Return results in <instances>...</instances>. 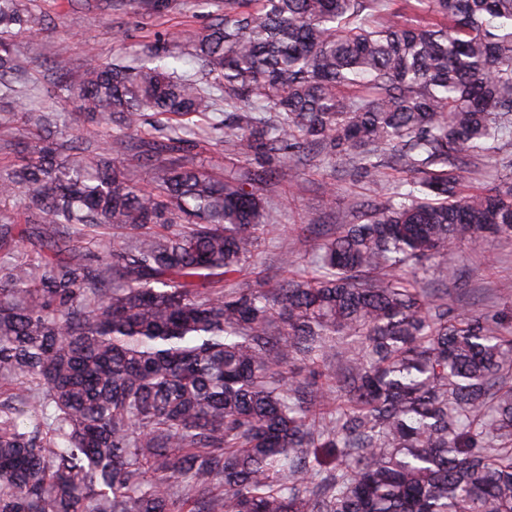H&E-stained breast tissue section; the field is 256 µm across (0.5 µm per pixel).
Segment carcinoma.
Returning <instances> with one entry per match:
<instances>
[{
    "mask_svg": "<svg viewBox=\"0 0 512 512\" xmlns=\"http://www.w3.org/2000/svg\"><path fill=\"white\" fill-rule=\"evenodd\" d=\"M49 24L0 0L1 101L15 38ZM187 56L209 83L162 41L65 86L117 123L118 154L165 118L154 183L49 135L0 181L35 217L0 224L35 252L0 264V380L23 405L0 402V512H512V334L409 276L444 283L455 240L512 236V176H463L475 156L512 170V0H224ZM52 70L69 75L62 42ZM221 99L238 154L355 177L386 156L405 178L354 200L311 276L244 286L275 221L265 176L163 157Z\"/></svg>",
    "mask_w": 512,
    "mask_h": 512,
    "instance_id": "obj_1",
    "label": "carcinoma"
}]
</instances>
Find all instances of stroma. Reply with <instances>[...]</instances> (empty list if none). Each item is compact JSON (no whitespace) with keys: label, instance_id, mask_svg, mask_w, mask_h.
<instances>
[{"label":"stroma","instance_id":"stroma-1","mask_svg":"<svg viewBox=\"0 0 512 512\" xmlns=\"http://www.w3.org/2000/svg\"><path fill=\"white\" fill-rule=\"evenodd\" d=\"M37 2L52 19L49 28L16 41L32 89L22 99L27 108L60 93L50 70L59 42H67L71 73L77 77L89 57L108 62L120 56L133 64L159 39L168 40L175 50H187L191 40L207 34L214 15L224 11V0H210L206 8L198 7L197 0H165L160 10L152 9L150 0H110L105 7L96 0ZM223 120L220 111L197 119L195 146L185 160L218 177L233 172L246 178L268 171L263 193L277 220L269 227L252 272L268 284L308 275L326 231L351 221L352 201L373 195L386 200L400 179L397 171L386 166L374 179L355 180L316 162L293 176L287 154L241 157L220 146L211 126ZM34 136L33 127L23 119L16 120L8 132H0V177L24 164V145ZM286 244L293 248V261L288 265L281 261V248ZM457 261L459 276L447 285L454 312L491 317L512 312V295L504 291L505 286H512V236L489 239L477 248L458 247Z\"/></svg>","mask_w":512,"mask_h":512}]
</instances>
